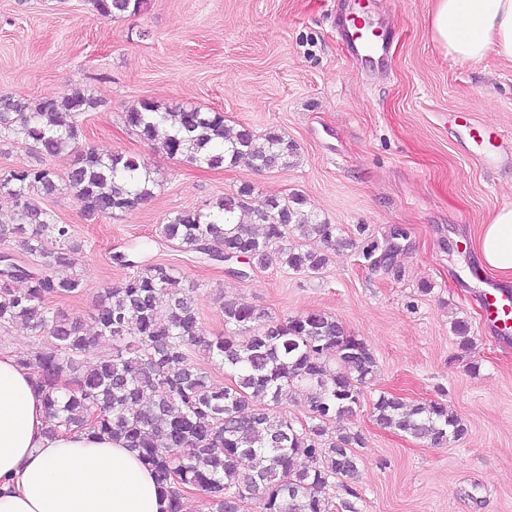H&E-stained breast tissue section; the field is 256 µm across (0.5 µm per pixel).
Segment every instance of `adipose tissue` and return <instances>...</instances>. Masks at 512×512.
Returning <instances> with one entry per match:
<instances>
[{
  "label": "adipose tissue",
  "mask_w": 512,
  "mask_h": 512,
  "mask_svg": "<svg viewBox=\"0 0 512 512\" xmlns=\"http://www.w3.org/2000/svg\"><path fill=\"white\" fill-rule=\"evenodd\" d=\"M430 27L448 56L512 62V0H433ZM479 265L512 278V207L484 225ZM162 487L137 452L108 434L50 433L30 369L0 351V512H165Z\"/></svg>",
  "instance_id": "ef3b65f1"
}]
</instances>
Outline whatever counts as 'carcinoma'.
I'll list each match as a JSON object with an SVG mask.
<instances>
[{
    "mask_svg": "<svg viewBox=\"0 0 512 512\" xmlns=\"http://www.w3.org/2000/svg\"><path fill=\"white\" fill-rule=\"evenodd\" d=\"M92 2L98 16L112 19L138 14L144 0ZM100 104L81 86L36 100L0 95V135L28 142L34 159L0 172V194L13 203L10 218L0 219V242L36 261L34 268L0 273L25 283L0 293V329L22 324L52 338L20 359L45 392L51 432L94 430L125 441L154 471L167 512H184L187 488L202 492L209 512H360L361 497L349 480L357 476L364 438L350 429L332 436L327 422L360 408L361 385L377 372V359L338 317L313 310L274 321L263 310L227 301V333L208 339L193 290L163 264L146 265L106 288L88 320L47 306L53 294L78 292L81 278L66 273L70 253L79 248L71 226L42 201L68 194L93 222L154 197L156 181L140 157L82 147L81 116ZM124 122L170 158L209 169L286 168L297 151L275 130L230 128L223 113L196 106L143 100L124 112ZM66 148L77 156L61 175L51 160ZM253 194L245 183L206 212H178L159 226L160 241L222 262L238 279L271 266L319 273L327 254L307 244L335 246L336 225L316 221L300 194L269 196L256 207ZM245 210L248 223L237 217ZM394 251L372 241L362 255L377 266L391 262ZM452 329L461 350H472L470 323L457 319ZM105 339L112 340V354L95 355ZM196 348L231 374L230 384L214 383L191 362ZM297 391L308 411L304 420L285 410ZM372 409L379 426L434 445L467 433L461 418L436 400L409 406L384 392ZM300 457L308 465L297 466Z\"/></svg>",
    "mask_w": 512,
    "mask_h": 512,
    "instance_id": "carcinoma-1",
    "label": "carcinoma"
}]
</instances>
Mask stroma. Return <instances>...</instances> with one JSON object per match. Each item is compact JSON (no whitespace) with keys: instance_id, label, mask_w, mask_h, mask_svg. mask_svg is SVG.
I'll return each instance as SVG.
<instances>
[{"instance_id":"35a3bbf8","label":"stroma","mask_w":512,"mask_h":512,"mask_svg":"<svg viewBox=\"0 0 512 512\" xmlns=\"http://www.w3.org/2000/svg\"><path fill=\"white\" fill-rule=\"evenodd\" d=\"M356 9L355 0H146L138 15L102 20L90 0H0V94L35 100L90 86L103 104L83 116L84 145L141 157L157 182L139 210L96 222L69 195L45 200L81 244L71 255L80 290L48 303L88 315L103 289L131 273L115 253L138 244L195 288L205 336L224 334L227 300L278 321L311 310L337 316L378 362L360 408L329 424L364 435L353 482L360 512H512V341L496 340L482 320L481 296L498 276L473 269L482 224L512 207V168L485 167L448 128L449 113L467 112L512 136V63L446 56L431 37V0H369L370 23L390 44L386 67H366L337 25ZM143 100L277 130L298 158L263 172L178 163L125 126L124 112ZM244 183L253 204L298 193L335 225L338 243L319 275L269 267L240 281L157 243L169 216ZM397 229L393 263L368 265L364 246ZM456 318L472 326L467 358L451 330ZM383 391L447 404L466 436L434 446L380 428L371 404Z\"/></svg>"}]
</instances>
